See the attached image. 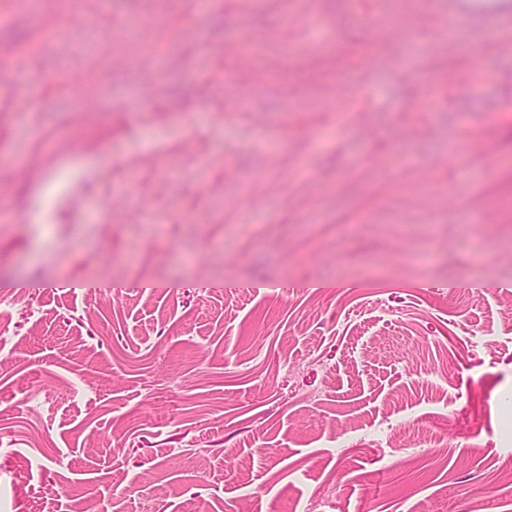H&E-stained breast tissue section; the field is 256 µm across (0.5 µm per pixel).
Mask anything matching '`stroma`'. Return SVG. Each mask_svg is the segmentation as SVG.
Returning <instances> with one entry per match:
<instances>
[{
	"label": "stroma",
	"mask_w": 512,
	"mask_h": 512,
	"mask_svg": "<svg viewBox=\"0 0 512 512\" xmlns=\"http://www.w3.org/2000/svg\"><path fill=\"white\" fill-rule=\"evenodd\" d=\"M506 8L0 0V512H512Z\"/></svg>",
	"instance_id": "stroma-1"
}]
</instances>
